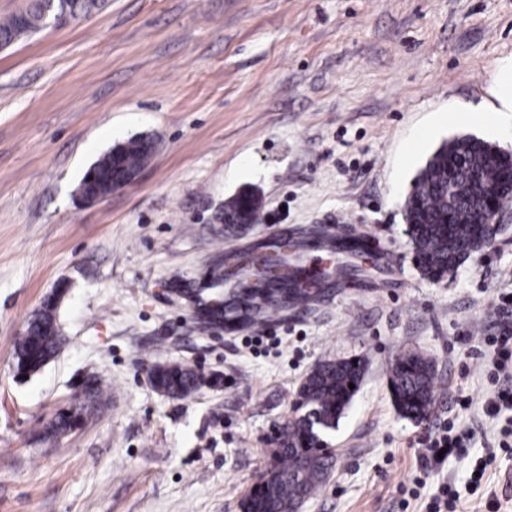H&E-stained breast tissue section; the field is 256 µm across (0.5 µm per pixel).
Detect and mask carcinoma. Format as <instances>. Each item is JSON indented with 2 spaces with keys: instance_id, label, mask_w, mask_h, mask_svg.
I'll return each instance as SVG.
<instances>
[{
  "instance_id": "carcinoma-1",
  "label": "carcinoma",
  "mask_w": 512,
  "mask_h": 512,
  "mask_svg": "<svg viewBox=\"0 0 512 512\" xmlns=\"http://www.w3.org/2000/svg\"><path fill=\"white\" fill-rule=\"evenodd\" d=\"M61 17L87 15L101 0H56ZM51 16L36 0L23 19L13 15L0 22V38L9 42L17 36L39 31ZM120 157L108 150L88 169L79 190L95 193L106 188L112 177L125 171L138 172L149 158L153 143L134 138L117 146ZM512 192V157L485 141L463 137L444 142L427 161L413 182L404 205L406 234L423 276L441 281L476 247L483 236L481 219L495 206L496 199L483 185ZM228 235L260 220V203L250 191H241L224 203L219 214ZM240 292L234 319L246 321L259 313L255 301L261 293ZM57 300L50 299L34 313L24 336L14 349L16 373L26 377L43 367L59 351L62 336L56 316ZM365 372V360L354 356L319 363L303 380L295 403V416L278 430L274 443L278 458L273 480L256 479L241 504V512H293L295 504L313 496L323 485L334 464L330 449L320 446L336 430L349 408ZM153 386L172 399H184L203 384L199 370L183 363H156L151 367ZM354 388H349V385ZM389 386L398 413L412 421L423 420L436 401L434 369L424 356L408 351L390 367ZM87 416V407L74 408L51 422L47 433L67 432Z\"/></svg>"
}]
</instances>
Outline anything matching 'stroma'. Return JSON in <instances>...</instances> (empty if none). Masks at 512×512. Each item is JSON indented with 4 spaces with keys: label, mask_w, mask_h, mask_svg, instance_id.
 <instances>
[{
    "label": "stroma",
    "mask_w": 512,
    "mask_h": 512,
    "mask_svg": "<svg viewBox=\"0 0 512 512\" xmlns=\"http://www.w3.org/2000/svg\"><path fill=\"white\" fill-rule=\"evenodd\" d=\"M506 58L512 0H105L0 50V512H241L306 375L354 355L367 365L331 434L336 466L298 512H428L442 484L458 512H512V459L468 485L499 441L482 339L512 290V207L439 282L417 268L403 212L443 142L512 152V112L488 93ZM137 136L155 148L136 181L82 202L87 169ZM242 189L262 219L230 237L217 215ZM350 232L370 259L348 287L282 309L273 344L251 345L247 323L205 329L184 294L258 243L339 266L324 237ZM61 284L66 342L16 377L14 347ZM409 350L435 372L418 422L388 388ZM156 362L221 382L171 399L150 383ZM87 379L105 390L98 410L46 435ZM450 422L471 434L465 453L422 470Z\"/></svg>",
    "instance_id": "35a3bbf8"
}]
</instances>
